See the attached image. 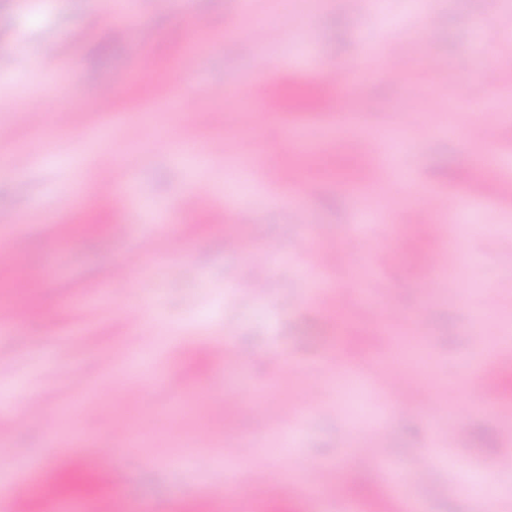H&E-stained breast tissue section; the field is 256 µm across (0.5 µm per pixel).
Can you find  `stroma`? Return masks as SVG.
I'll return each instance as SVG.
<instances>
[{
	"mask_svg": "<svg viewBox=\"0 0 512 512\" xmlns=\"http://www.w3.org/2000/svg\"><path fill=\"white\" fill-rule=\"evenodd\" d=\"M138 3L131 16L99 0H0V152L38 157L0 171V274L29 283L19 302L0 288V304L23 310L0 321V388L38 403L0 409V489L28 512H98L104 498L117 512H233L227 484L246 497L258 470L323 468L313 505L278 484L257 512H480L458 491L463 473L512 449V396L480 392L512 382V195L499 190L512 111L488 113L512 98V0H366L356 15L348 0H250L246 13L238 0ZM424 13L434 25L421 42ZM255 21L273 38L228 53L226 35ZM362 37L399 58L397 75L371 64L314 108L264 98L347 72ZM492 59L499 83L460 100L459 74L482 82ZM47 74L58 93L33 127L20 102ZM175 82L186 95L171 108ZM91 86L111 88V111L87 101ZM342 112L359 113L358 129L337 128ZM405 112L427 135L400 128ZM326 141L333 151L318 150ZM78 183L97 224L63 241L53 227L79 220L62 204ZM432 195L478 224L462 233L457 211L427 207ZM134 241L144 270L108 282ZM323 252L333 263L314 271ZM250 259L254 293L238 280ZM312 281L322 300H307ZM163 322L173 335H159ZM230 340L248 362L225 355ZM393 372L405 378L398 404ZM455 384L459 415L444 406ZM311 386L312 407L289 416ZM66 412L72 431L56 430ZM383 454L390 482L375 474Z\"/></svg>",
	"mask_w": 512,
	"mask_h": 512,
	"instance_id": "obj_1",
	"label": "stroma"
}]
</instances>
